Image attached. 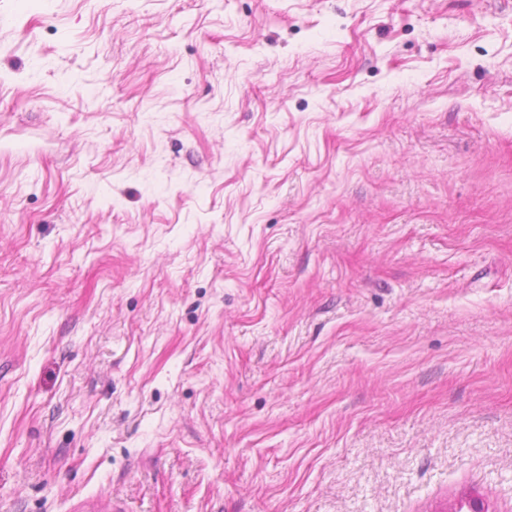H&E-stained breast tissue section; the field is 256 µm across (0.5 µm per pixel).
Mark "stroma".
<instances>
[{
	"mask_svg": "<svg viewBox=\"0 0 512 512\" xmlns=\"http://www.w3.org/2000/svg\"><path fill=\"white\" fill-rule=\"evenodd\" d=\"M512 512V0H0V512Z\"/></svg>",
	"mask_w": 512,
	"mask_h": 512,
	"instance_id": "35a3bbf8",
	"label": "stroma"
}]
</instances>
